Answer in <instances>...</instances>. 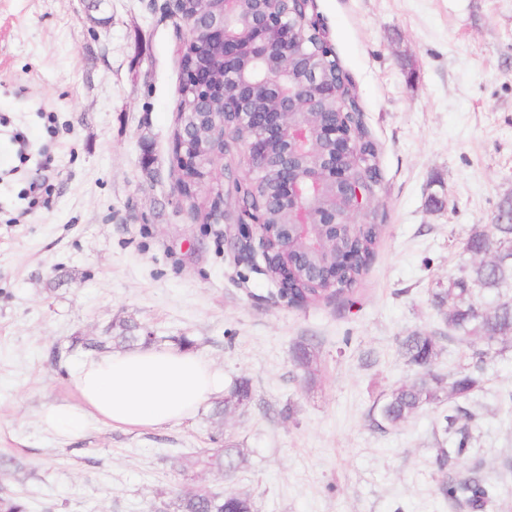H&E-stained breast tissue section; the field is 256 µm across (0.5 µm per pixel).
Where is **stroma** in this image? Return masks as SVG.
<instances>
[{
    "label": "stroma",
    "instance_id": "1",
    "mask_svg": "<svg viewBox=\"0 0 512 512\" xmlns=\"http://www.w3.org/2000/svg\"><path fill=\"white\" fill-rule=\"evenodd\" d=\"M314 4L377 145L366 219L382 232L353 294L299 306L261 254L237 260L223 225L180 200L170 158L185 28L165 0H0V496L28 512H150L186 484L250 495L256 512H472L439 487L478 477L484 512H512V345L466 402L471 443L446 468L435 459L447 403L385 430L370 418L413 378L398 337L444 334L438 373L468 361L430 294L512 203V0ZM42 181L50 196L29 206ZM123 321L188 337L225 382L250 377L252 403L54 435L43 414L79 404L85 342ZM309 336L311 384L292 359ZM227 442L244 448L242 470L181 475Z\"/></svg>",
    "mask_w": 512,
    "mask_h": 512
}]
</instances>
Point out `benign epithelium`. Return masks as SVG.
Masks as SVG:
<instances>
[{"label": "benign epithelium", "mask_w": 512, "mask_h": 512, "mask_svg": "<svg viewBox=\"0 0 512 512\" xmlns=\"http://www.w3.org/2000/svg\"><path fill=\"white\" fill-rule=\"evenodd\" d=\"M186 29L180 56L201 59L183 70L191 90L193 113L211 132L228 138L225 115L233 114L253 136L242 144L248 176L224 178L230 188L245 189L253 176L269 172L274 197L258 207L237 205L228 221L224 190L215 189L207 167L215 146L197 124L185 120L173 135L171 167L183 202H192L204 185L214 199L208 223H224V236L241 257L261 252L265 272L278 288L304 282L336 285V276L361 261L337 241L362 228L355 222L373 204L375 193L362 182L377 177L354 127L345 120L351 93L346 79H329L320 65L294 69L305 54L306 38L283 19L274 0H253L245 23H236L244 0H167ZM330 101L335 110L320 103Z\"/></svg>", "instance_id": "benign-epithelium-1"}]
</instances>
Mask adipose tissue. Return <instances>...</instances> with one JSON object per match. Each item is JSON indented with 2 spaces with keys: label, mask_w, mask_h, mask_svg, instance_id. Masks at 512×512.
Here are the masks:
<instances>
[{
  "label": "adipose tissue",
  "mask_w": 512,
  "mask_h": 512,
  "mask_svg": "<svg viewBox=\"0 0 512 512\" xmlns=\"http://www.w3.org/2000/svg\"><path fill=\"white\" fill-rule=\"evenodd\" d=\"M76 388L79 406L53 407L43 417L47 429L68 438L93 421L139 428L187 419L223 393L224 374L195 353L145 346L85 363Z\"/></svg>",
  "instance_id": "adipose-tissue-1"
}]
</instances>
